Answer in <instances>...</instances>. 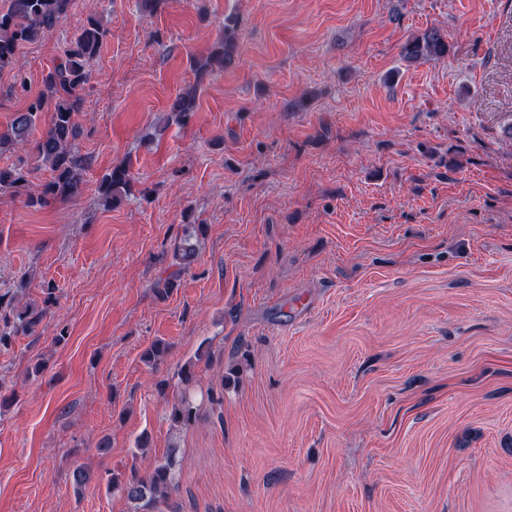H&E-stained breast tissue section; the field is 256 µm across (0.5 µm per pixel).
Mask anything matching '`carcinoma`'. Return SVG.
<instances>
[{"instance_id":"carcinoma-1","label":"carcinoma","mask_w":512,"mask_h":512,"mask_svg":"<svg viewBox=\"0 0 512 512\" xmlns=\"http://www.w3.org/2000/svg\"><path fill=\"white\" fill-rule=\"evenodd\" d=\"M72 0H7L0 10V72L14 73L22 91H27V81L18 67L17 54L27 44L51 36L67 18ZM237 20L224 17V43L221 51L199 63L206 70L215 65L222 69L234 61V34ZM108 33L99 19L89 16L73 40L66 46L60 62L43 77V89L28 99L26 108L14 115L10 127L0 131V154L7 150L26 149L33 145L38 161L51 172V180L44 185L42 194L28 198L31 206H43L51 199H67L78 191L83 173L90 167V158L73 151V142L80 136L81 127L76 115L82 111V91L88 83ZM448 39L439 29L431 27L408 39L401 47L400 56L409 64L421 60L448 56ZM198 85L183 89L171 107V115L164 120L185 121L194 111ZM50 114L48 128L35 143L30 135L39 118ZM27 173L21 168H0V193L18 194L25 188ZM133 187L129 169L116 166L102 177L100 198L108 206L128 196ZM205 233L202 224H186L173 253L171 271L156 283L157 291L164 296L171 292L178 278L194 261L201 238ZM45 309L33 302L19 305L17 298L0 295V346L10 344L12 336L30 332L41 321ZM197 416V408L182 393L170 406L168 418L174 430L189 427ZM179 450L172 446L144 477L123 478L112 473L107 490L118 492L134 503L140 512H147L155 504L166 500L179 486ZM92 480V472L84 465L76 466L71 475L74 491L80 492Z\"/></svg>"}]
</instances>
